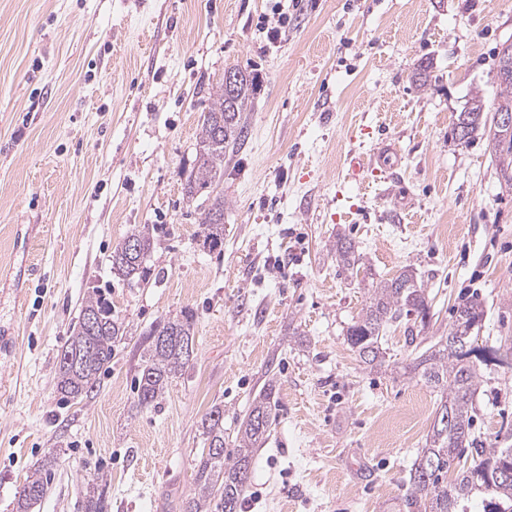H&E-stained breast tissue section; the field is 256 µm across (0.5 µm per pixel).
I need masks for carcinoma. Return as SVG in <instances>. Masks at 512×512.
Listing matches in <instances>:
<instances>
[{
	"instance_id": "obj_1",
	"label": "carcinoma",
	"mask_w": 512,
	"mask_h": 512,
	"mask_svg": "<svg viewBox=\"0 0 512 512\" xmlns=\"http://www.w3.org/2000/svg\"><path fill=\"white\" fill-rule=\"evenodd\" d=\"M496 91L488 100L477 92L471 107L456 116L467 129L465 142L482 133L493 145L500 175L512 186V130L496 125L490 113L503 107L512 110V78H496ZM246 76H241L236 95L227 99L224 83L210 88V107L201 114V131L195 147L194 164L185 178L184 193L189 198H204L201 224L209 249L224 244V158L229 149L243 143L249 130L243 112L247 111L250 91ZM139 253L129 254L124 246L112 253V269L131 282L144 277V258L154 244L148 226L133 232ZM337 259L345 269L358 264L355 245L340 239ZM362 314L348 326L347 343L362 363L370 368L384 367L382 332L403 318L414 315L424 321L429 315L425 289L412 272L381 281L368 289ZM82 312H97L102 323L95 332L83 322L73 330L59 352L57 390L64 398L78 400L97 387L100 371L112 361L114 343L122 335V323L112 316V305L94 290L86 296ZM483 317L478 296L461 300L453 309L446 342L423 357L421 378L440 399L425 448L418 453L409 473L408 512H467L468 503L481 501L483 512H512V480L498 477L501 467L512 466V445L484 447L475 433L476 409L473 396L479 383V365H490L496 357L479 356L470 344ZM194 345V315L189 310L159 322L149 333L138 369L137 404L154 405L164 393L169 379L189 365L191 356L184 348ZM275 380L270 378L240 422L232 455L224 454V410L215 407L202 419L208 448L195 463L197 492L185 503V512H240L242 498L251 483L252 461L256 450L266 442L273 424L271 399ZM54 455L46 468L27 477L15 502L16 512H31L41 502L50 483ZM454 472L448 479V472Z\"/></svg>"
}]
</instances>
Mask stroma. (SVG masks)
I'll return each instance as SVG.
<instances>
[{"label": "stroma", "instance_id": "1", "mask_svg": "<svg viewBox=\"0 0 512 512\" xmlns=\"http://www.w3.org/2000/svg\"><path fill=\"white\" fill-rule=\"evenodd\" d=\"M276 0H0V512L55 455L33 512H86L85 477H107L108 512H183L224 409V451L268 378L276 421L241 512H404L409 471L438 396L404 369L447 336L477 294L482 371L475 430L512 435V189L490 141L454 139L472 94L492 96L512 0H302L277 42ZM257 78L249 135L224 160V245L209 250L193 166L207 89ZM399 163L347 181L349 152ZM143 281L112 272L143 226ZM351 239L357 271L336 262ZM412 269L430 317L389 326L388 367L346 341L371 283ZM101 289L123 324L94 392L64 400L58 354ZM195 314L189 367L157 405L137 367L163 318Z\"/></svg>", "mask_w": 512, "mask_h": 512}]
</instances>
